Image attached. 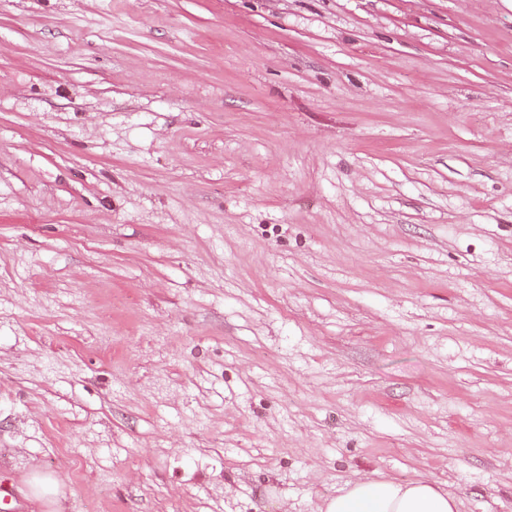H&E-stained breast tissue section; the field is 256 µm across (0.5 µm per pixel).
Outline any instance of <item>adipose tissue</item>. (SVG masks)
<instances>
[{
	"label": "adipose tissue",
	"instance_id": "ef3b65f1",
	"mask_svg": "<svg viewBox=\"0 0 512 512\" xmlns=\"http://www.w3.org/2000/svg\"><path fill=\"white\" fill-rule=\"evenodd\" d=\"M19 491L40 512H57L63 495L52 474L38 471L23 478ZM322 512H458V503L428 479H358L327 499Z\"/></svg>",
	"mask_w": 512,
	"mask_h": 512
}]
</instances>
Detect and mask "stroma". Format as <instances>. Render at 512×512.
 Returning a JSON list of instances; mask_svg holds the SVG:
<instances>
[{"label": "stroma", "mask_w": 512, "mask_h": 512, "mask_svg": "<svg viewBox=\"0 0 512 512\" xmlns=\"http://www.w3.org/2000/svg\"><path fill=\"white\" fill-rule=\"evenodd\" d=\"M61 512H512V0H0V485ZM19 492L36 504L41 512H57L60 498L64 495L60 483L52 474L38 471L22 479ZM321 512H459L455 498L428 479H358L327 499Z\"/></svg>", "instance_id": "1"}]
</instances>
